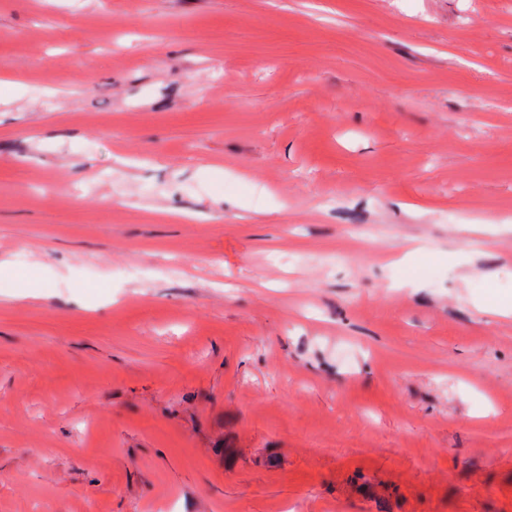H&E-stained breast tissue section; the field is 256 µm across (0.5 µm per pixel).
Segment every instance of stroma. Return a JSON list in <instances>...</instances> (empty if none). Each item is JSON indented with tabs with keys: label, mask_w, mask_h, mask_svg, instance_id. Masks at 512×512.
I'll use <instances>...</instances> for the list:
<instances>
[{
	"label": "stroma",
	"mask_w": 512,
	"mask_h": 512,
	"mask_svg": "<svg viewBox=\"0 0 512 512\" xmlns=\"http://www.w3.org/2000/svg\"><path fill=\"white\" fill-rule=\"evenodd\" d=\"M0 261V512H512V0H0Z\"/></svg>",
	"instance_id": "obj_1"
}]
</instances>
